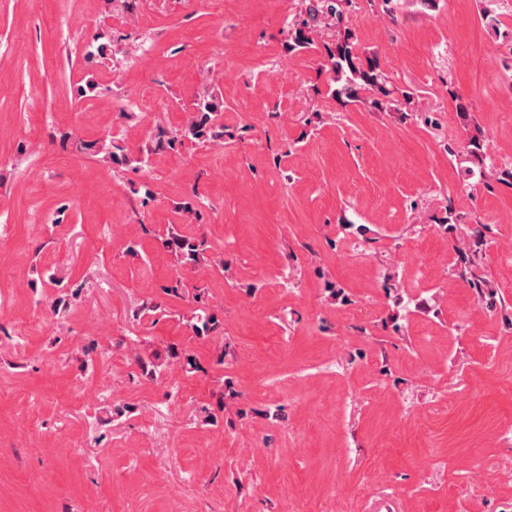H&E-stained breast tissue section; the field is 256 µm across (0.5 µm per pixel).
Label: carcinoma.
<instances>
[{
  "label": "carcinoma",
  "mask_w": 512,
  "mask_h": 512,
  "mask_svg": "<svg viewBox=\"0 0 512 512\" xmlns=\"http://www.w3.org/2000/svg\"><path fill=\"white\" fill-rule=\"evenodd\" d=\"M353 6V0H310L306 9L307 19L300 24L288 28V48L291 50H306L312 45L310 33L318 26L321 17H328L336 23H341ZM324 66L331 74L332 97L337 101L361 104L374 112L400 111L398 100L392 98V90L387 87L388 78L380 70L377 57H361L359 47L350 32L339 36L331 46H324ZM222 112V103L210 97L196 103L187 119L177 129L166 135L164 129H159L155 148H147L144 158L136 159L140 164H147L150 155L157 151L173 150L186 141H221L224 139V125L217 122ZM487 147L483 131L479 124L471 125L467 142V154L472 163L482 165L487 158ZM100 161L112 165H122L131 162L125 148L112 140L102 144L97 150ZM199 201L181 202L176 206L186 224L193 223L199 218ZM162 247L175 256L177 262L185 267H196L200 264L212 263L224 266V260L207 254L204 235L187 236L171 232L161 240ZM461 267L460 277L475 289L480 298H494V290L489 282L477 276L471 269L472 243L467 241L457 248ZM191 324L196 336H207L216 328L217 318L207 307L199 308Z\"/></svg>",
  "instance_id": "obj_1"
}]
</instances>
